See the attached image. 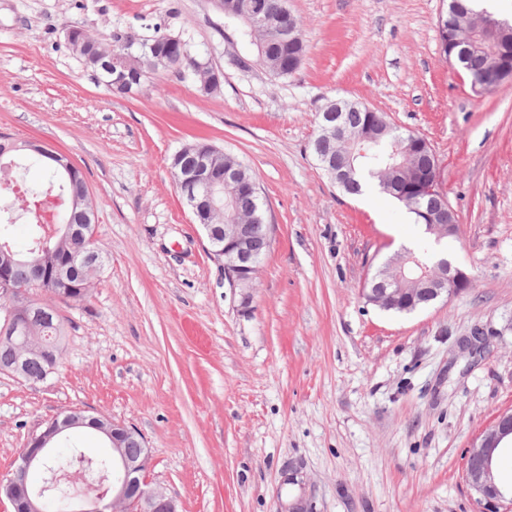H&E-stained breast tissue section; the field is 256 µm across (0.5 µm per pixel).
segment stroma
Listing matches in <instances>:
<instances>
[{"instance_id": "stroma-1", "label": "stroma", "mask_w": 512, "mask_h": 512, "mask_svg": "<svg viewBox=\"0 0 512 512\" xmlns=\"http://www.w3.org/2000/svg\"><path fill=\"white\" fill-rule=\"evenodd\" d=\"M288 4L309 49L278 78L225 40L219 0H0V135L81 171L105 256L86 300L51 301L56 374L0 373V482L76 409L142 434L146 479L178 512H481L466 452L512 410V80L479 96L454 72L444 0ZM129 25L187 41L220 91L170 72L113 95L65 33L108 43ZM331 99L430 144L460 217L437 250L471 288L409 315L366 302L374 269L425 236L393 198L343 194L319 168ZM193 140L250 168L275 226L248 297L176 187L170 157Z\"/></svg>"}]
</instances>
